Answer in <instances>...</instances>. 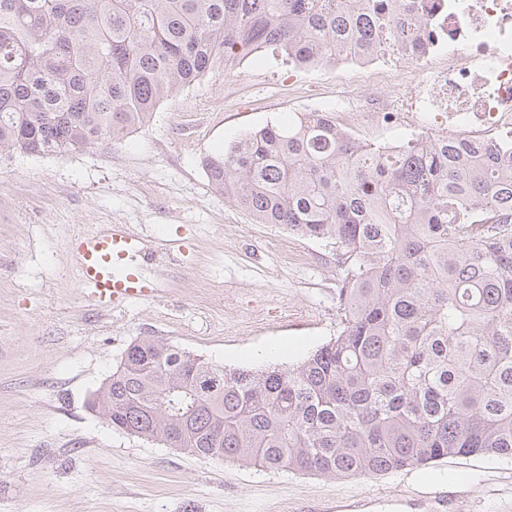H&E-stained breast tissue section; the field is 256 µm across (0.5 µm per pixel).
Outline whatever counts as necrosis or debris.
Wrapping results in <instances>:
<instances>
[{"mask_svg": "<svg viewBox=\"0 0 512 512\" xmlns=\"http://www.w3.org/2000/svg\"><path fill=\"white\" fill-rule=\"evenodd\" d=\"M432 3V36L416 30L409 44L369 57L337 55L333 70L360 73L351 106L336 109L337 126L352 135L399 125L423 136L439 128L494 143L512 159V0ZM389 70L409 78L394 91H379L376 77Z\"/></svg>", "mask_w": 512, "mask_h": 512, "instance_id": "necrosis-or-debris-1", "label": "necrosis or debris"}]
</instances>
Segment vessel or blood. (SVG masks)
<instances>
[{
  "label": "vessel or blood",
  "instance_id": "obj_1",
  "mask_svg": "<svg viewBox=\"0 0 512 512\" xmlns=\"http://www.w3.org/2000/svg\"><path fill=\"white\" fill-rule=\"evenodd\" d=\"M146 247L145 238L126 224L76 235L70 253L86 300L106 310L154 297L161 283L143 274L140 258Z\"/></svg>",
  "mask_w": 512,
  "mask_h": 512
}]
</instances>
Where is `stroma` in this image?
I'll list each match as a JSON object with an SVG mask.
<instances>
[{
  "label": "stroma",
  "mask_w": 512,
  "mask_h": 512,
  "mask_svg": "<svg viewBox=\"0 0 512 512\" xmlns=\"http://www.w3.org/2000/svg\"><path fill=\"white\" fill-rule=\"evenodd\" d=\"M350 83L267 51L174 91L121 144L0 161V512H326L351 493L358 512H512V460L450 457L408 481L346 482L198 458L86 406L145 336L261 370L337 335L330 241L253 223L202 161L254 128L335 109ZM105 224L152 241L156 297L108 311L85 301L68 242ZM426 483L446 507L421 496Z\"/></svg>",
  "instance_id": "1"
}]
</instances>
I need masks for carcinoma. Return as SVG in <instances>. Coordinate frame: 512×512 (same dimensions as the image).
I'll return each instance as SVG.
<instances>
[{
    "instance_id": "obj_1",
    "label": "carcinoma",
    "mask_w": 512,
    "mask_h": 512,
    "mask_svg": "<svg viewBox=\"0 0 512 512\" xmlns=\"http://www.w3.org/2000/svg\"><path fill=\"white\" fill-rule=\"evenodd\" d=\"M360 3L0 0V158L115 145L240 57L327 65L427 16L423 0ZM202 166L256 223L332 241L340 330L286 370L135 340L89 410L199 458L346 481L512 459L511 161L458 136L368 145L303 112Z\"/></svg>"
}]
</instances>
